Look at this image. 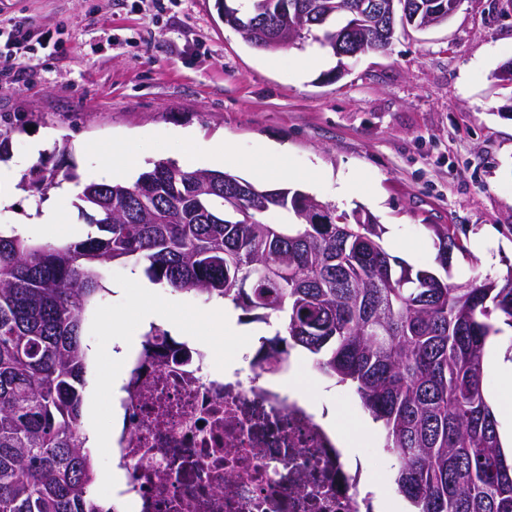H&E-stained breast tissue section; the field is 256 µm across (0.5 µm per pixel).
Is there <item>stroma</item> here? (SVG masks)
<instances>
[{
    "label": "stroma",
    "mask_w": 512,
    "mask_h": 512,
    "mask_svg": "<svg viewBox=\"0 0 512 512\" xmlns=\"http://www.w3.org/2000/svg\"><path fill=\"white\" fill-rule=\"evenodd\" d=\"M60 43L43 49L45 38ZM31 49L21 78L0 75V114L33 116V131L10 135L0 161L11 205L0 224L49 240L35 213L55 204L64 229L84 228L76 194L46 199L20 182L42 161L60 173L107 179L112 152L136 165L133 182L152 162L179 161L186 135L232 149L225 172L247 177L256 148L272 143L285 157L260 159L288 168L289 186L335 205L363 208L386 229L383 244L409 265L448 269L465 284L505 275L512 267V86L497 73L512 62V0H460L447 22L397 27L387 50L345 61L305 39L298 48L265 52L225 25L216 0H0V55L12 40ZM43 150L32 152L34 141ZM347 180L352 195L337 193ZM454 225L469 249L440 259L432 228ZM163 315L180 317L184 335L215 344L210 302L158 287ZM144 334L141 322L100 302L88 327L100 381L84 420L98 434L112 425L109 329ZM294 375L312 399L333 409L353 455L374 466L366 485L397 498L394 460L380 426L365 427L353 393L333 385L312 356L293 351Z\"/></svg>",
    "instance_id": "obj_1"
}]
</instances>
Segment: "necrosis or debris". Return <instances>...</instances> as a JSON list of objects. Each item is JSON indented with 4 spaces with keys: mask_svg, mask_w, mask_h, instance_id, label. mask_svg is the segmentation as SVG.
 Listing matches in <instances>:
<instances>
[{
    "mask_svg": "<svg viewBox=\"0 0 512 512\" xmlns=\"http://www.w3.org/2000/svg\"><path fill=\"white\" fill-rule=\"evenodd\" d=\"M234 362L189 337L131 350L111 442L131 512H367V472L294 396L290 357L272 372L246 346Z\"/></svg>",
    "mask_w": 512,
    "mask_h": 512,
    "instance_id": "necrosis-or-debris-1",
    "label": "necrosis or debris"
}]
</instances>
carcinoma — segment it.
I'll list each match as a JSON object with an SVG mask.
<instances>
[{
  "mask_svg": "<svg viewBox=\"0 0 512 512\" xmlns=\"http://www.w3.org/2000/svg\"><path fill=\"white\" fill-rule=\"evenodd\" d=\"M252 47L271 27L288 47L307 37L334 56L377 51L381 7L372 0H247ZM423 15L448 0H404ZM0 160L12 118L0 116ZM94 215L85 236L35 242L0 226V512H115L96 494L81 432L89 348L83 336L115 263L252 322L276 323L262 347H301L317 370L350 388L383 432L394 483L410 512H512V458L484 395V354L498 324L512 327V272L456 285L383 247L384 229L363 210L314 224L315 197L268 189L221 170L156 161L132 184L76 180ZM25 189L58 184L43 161ZM244 186L251 198L240 199ZM280 208L286 224L260 215ZM348 220L336 223V218ZM448 255L466 246L453 226H432Z\"/></svg>",
  "mask_w": 512,
  "mask_h": 512,
  "instance_id": "1",
  "label": "carcinoma"
}]
</instances>
